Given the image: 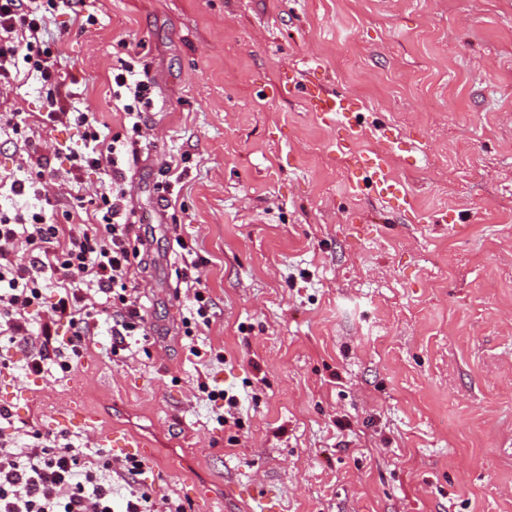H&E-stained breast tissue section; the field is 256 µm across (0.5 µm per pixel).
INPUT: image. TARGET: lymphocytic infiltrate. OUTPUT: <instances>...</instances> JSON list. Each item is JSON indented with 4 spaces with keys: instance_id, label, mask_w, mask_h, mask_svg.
Instances as JSON below:
<instances>
[{
    "instance_id": "obj_1",
    "label": "lymphocytic infiltrate",
    "mask_w": 512,
    "mask_h": 512,
    "mask_svg": "<svg viewBox=\"0 0 512 512\" xmlns=\"http://www.w3.org/2000/svg\"><path fill=\"white\" fill-rule=\"evenodd\" d=\"M58 8L59 0H0V85L23 74L36 77L49 120L84 129L82 144L69 152L71 177L105 166L112 186L61 205L50 189L55 175L48 157L31 146L13 191L35 203L0 212V335L23 339L24 367L36 375L54 364L69 367L100 315L112 322L113 349H128L132 337L149 334L142 297L132 284L138 236L128 208V171L144 141L142 114L155 106L153 80L148 68L118 59L112 83L131 133L101 142L93 115L68 109L61 99L63 81L45 38L47 20ZM83 210L93 211L96 223H77ZM177 245L194 271L186 281L194 324L209 326L211 298L192 259L194 246L182 239ZM61 321L69 336L56 333ZM32 437L29 447L17 448L0 436V512H112L118 483L129 487L124 512H156L149 492L134 485L143 461L112 458L88 440L63 441L58 432Z\"/></svg>"
}]
</instances>
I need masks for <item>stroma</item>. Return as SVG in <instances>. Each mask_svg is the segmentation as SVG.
Returning a JSON list of instances; mask_svg holds the SVG:
<instances>
[{"label": "stroma", "instance_id": "35a3bbf8", "mask_svg": "<svg viewBox=\"0 0 512 512\" xmlns=\"http://www.w3.org/2000/svg\"><path fill=\"white\" fill-rule=\"evenodd\" d=\"M48 28L69 100L105 135L123 133L112 65H148L160 96L131 169L143 247L135 285L148 347L110 348V324L68 370L25 374L0 343V395L18 447L53 412H96L99 433L149 437L137 481L155 503L197 512H512V0H89ZM328 90L365 107L358 152L388 168L424 215L351 194L336 132L290 90L308 61ZM27 113V138L0 132V211L27 205L25 142L49 157L64 197L111 186L108 168L68 176L82 128L42 124L32 78L0 89ZM182 188L159 206L158 163ZM196 247L214 301L189 355L176 238ZM233 388L241 424L217 420L197 375Z\"/></svg>", "mask_w": 512, "mask_h": 512}]
</instances>
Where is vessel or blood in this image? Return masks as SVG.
<instances>
[{
    "label": "vessel or blood",
    "instance_id": "obj_1",
    "mask_svg": "<svg viewBox=\"0 0 512 512\" xmlns=\"http://www.w3.org/2000/svg\"><path fill=\"white\" fill-rule=\"evenodd\" d=\"M297 89L305 95L311 112L326 125L339 131L336 149L350 157L349 187L352 192L359 194L367 190L372 191L382 196L389 204L399 207L404 216L414 221L418 220L419 215L412 203L410 192L388 171L386 149L374 151L373 155L365 160L352 154V144L364 134L357 121L358 104L327 90L311 89L304 83L298 84ZM97 421V414L73 406L58 411L52 417L53 425L81 431L95 429ZM107 439L113 449L119 450L129 458H149L153 446L148 437L123 428L109 431Z\"/></svg>",
    "mask_w": 512,
    "mask_h": 512
}]
</instances>
